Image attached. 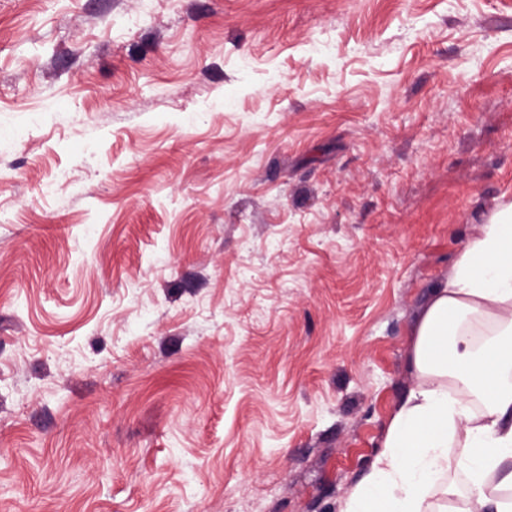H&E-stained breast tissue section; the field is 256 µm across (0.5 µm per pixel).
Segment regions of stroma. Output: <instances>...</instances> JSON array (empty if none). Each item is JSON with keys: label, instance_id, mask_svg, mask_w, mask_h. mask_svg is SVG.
<instances>
[{"label": "stroma", "instance_id": "stroma-1", "mask_svg": "<svg viewBox=\"0 0 512 512\" xmlns=\"http://www.w3.org/2000/svg\"><path fill=\"white\" fill-rule=\"evenodd\" d=\"M0 512H340L512 198V0H0Z\"/></svg>", "mask_w": 512, "mask_h": 512}]
</instances>
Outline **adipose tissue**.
I'll return each mask as SVG.
<instances>
[{"instance_id":"ef3b65f1","label":"adipose tissue","mask_w":512,"mask_h":512,"mask_svg":"<svg viewBox=\"0 0 512 512\" xmlns=\"http://www.w3.org/2000/svg\"><path fill=\"white\" fill-rule=\"evenodd\" d=\"M486 321L483 346L472 323ZM401 399L366 478L342 512H434L455 483L432 478L455 461L467 480L457 512H512L493 492L512 486V199L484 217L417 321Z\"/></svg>"}]
</instances>
